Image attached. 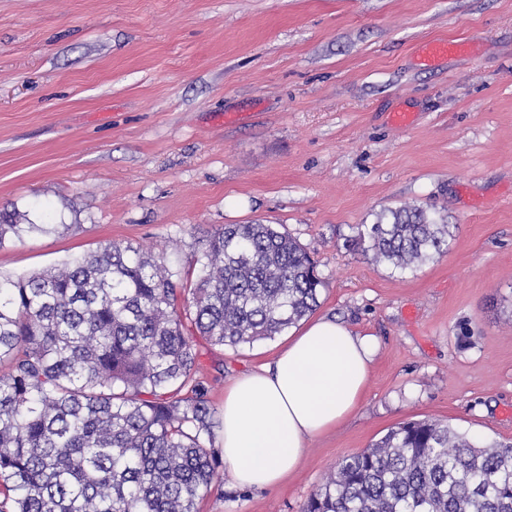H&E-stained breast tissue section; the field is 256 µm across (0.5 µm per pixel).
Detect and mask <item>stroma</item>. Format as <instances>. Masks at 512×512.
Returning <instances> with one entry per match:
<instances>
[{"label": "stroma", "instance_id": "1", "mask_svg": "<svg viewBox=\"0 0 512 512\" xmlns=\"http://www.w3.org/2000/svg\"><path fill=\"white\" fill-rule=\"evenodd\" d=\"M435 38L471 49L424 64ZM412 204L453 237L401 274L356 235ZM1 212L35 227L0 246L13 279L117 241L191 280L217 228L276 225L316 316L375 339L352 417L279 486L217 467L198 512H302L402 422L512 440V0H0ZM285 342L198 340L212 408Z\"/></svg>", "mask_w": 512, "mask_h": 512}]
</instances>
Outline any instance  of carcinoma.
<instances>
[{"label": "carcinoma", "mask_w": 512, "mask_h": 512, "mask_svg": "<svg viewBox=\"0 0 512 512\" xmlns=\"http://www.w3.org/2000/svg\"><path fill=\"white\" fill-rule=\"evenodd\" d=\"M35 230L52 228L0 224V246ZM448 237L417 205L359 233L375 263L401 272L442 254ZM193 264L182 287L164 258L113 241L0 278V488L12 502L0 512H197L219 451L194 335L271 339L316 310L323 281L273 224H226ZM304 512H512V443L402 423L343 458Z\"/></svg>", "instance_id": "1"}]
</instances>
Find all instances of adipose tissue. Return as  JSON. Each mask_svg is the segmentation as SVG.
Masks as SVG:
<instances>
[{"instance_id": "adipose-tissue-1", "label": "adipose tissue", "mask_w": 512, "mask_h": 512, "mask_svg": "<svg viewBox=\"0 0 512 512\" xmlns=\"http://www.w3.org/2000/svg\"><path fill=\"white\" fill-rule=\"evenodd\" d=\"M376 355L371 336L319 317L224 392L219 448L232 481L268 489L298 468L307 442L358 409Z\"/></svg>"}]
</instances>
